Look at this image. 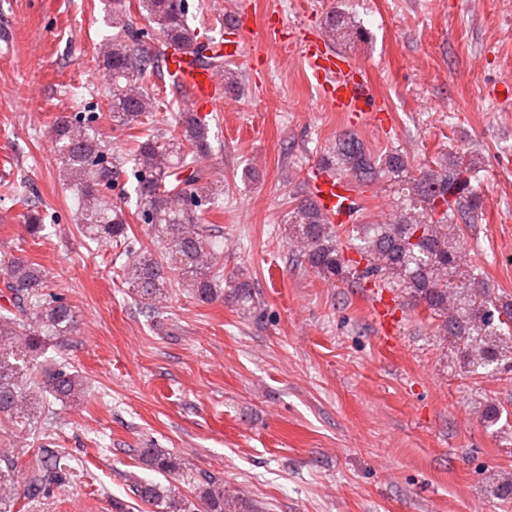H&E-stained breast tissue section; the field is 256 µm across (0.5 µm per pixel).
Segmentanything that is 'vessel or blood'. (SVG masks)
<instances>
[{"label":"vessel or blood","instance_id":"b4317fda","mask_svg":"<svg viewBox=\"0 0 512 512\" xmlns=\"http://www.w3.org/2000/svg\"><path fill=\"white\" fill-rule=\"evenodd\" d=\"M230 32V38L218 44L217 50L233 58L243 52L246 36L244 27L237 24ZM304 59L323 100L333 110L355 113L366 121L376 120L380 107L363 67L329 52L316 35L306 39ZM167 63L171 71L179 73L181 86L192 106L208 112L222 103L224 86L213 71L178 55H168ZM310 188L326 213L350 217L355 203V190L350 184L319 170L314 173ZM364 301L381 333L391 334L395 309L388 291L368 289Z\"/></svg>","mask_w":512,"mask_h":512}]
</instances>
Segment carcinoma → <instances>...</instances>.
<instances>
[{"mask_svg": "<svg viewBox=\"0 0 512 512\" xmlns=\"http://www.w3.org/2000/svg\"><path fill=\"white\" fill-rule=\"evenodd\" d=\"M158 26L164 45L135 26L132 12ZM186 0H135L112 6V36L98 47V60L110 80L107 110L115 126L133 138L129 153L115 157L95 133L97 116L73 112L54 123L52 141L63 162L64 181L76 188L81 229L94 241L123 246V276L130 293L147 307H157L174 289L202 303L222 301L259 319L263 309L249 278L240 270L224 273V258L214 249L219 232L201 222L202 207L216 209V189L199 166L208 147L207 128L193 115H179L180 130L154 127L151 118L157 98L145 93L139 81L147 75L178 78L165 73L164 48L192 56L223 78L225 89L236 87L238 73L224 60L206 54L188 23ZM350 17L332 11L327 33L353 32ZM134 168L138 219L148 237L163 245L161 259L149 254L136 236L129 235L126 212L109 196L126 165ZM477 162L465 155L450 156L437 169L415 176L408 160L395 152L382 160L366 153L351 131L336 136L323 167L338 178L372 181L390 178L398 195L396 214L385 224H334L310 198L289 213L294 228L296 261L323 278L347 281L362 288H387L423 308L438 321L437 332L448 341L464 367L474 371L512 367V299L492 296L479 268L466 267L461 224H474L481 211L475 193L463 191L474 177ZM26 207L27 232L40 237L43 215L27 191L13 189ZM3 287L10 307L0 309V416L33 421L50 411V399L77 400L86 387L82 377L63 362L46 367L38 359L64 340L77 324L74 307L61 294L46 296V277L37 264L21 257L1 259ZM141 460L153 470L173 475L194 489V497L175 485L134 480L131 492L150 512H258L249 502L224 487L214 474L191 472L185 459L161 448H143ZM64 455L47 458L37 452L32 462L28 493L45 495L62 482ZM13 457L0 451V509L13 502Z\"/></svg>", "mask_w": 512, "mask_h": 512, "instance_id": "1", "label": "carcinoma"}]
</instances>
